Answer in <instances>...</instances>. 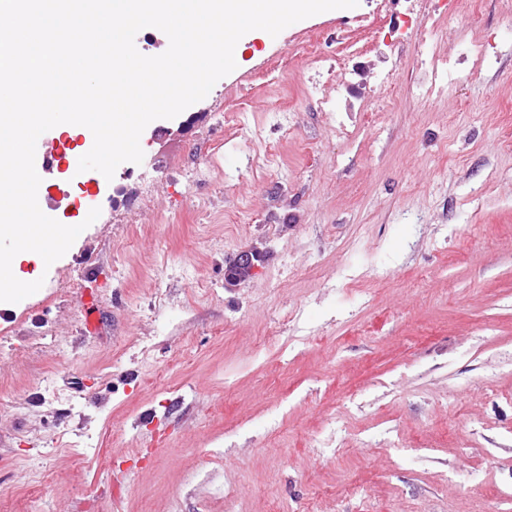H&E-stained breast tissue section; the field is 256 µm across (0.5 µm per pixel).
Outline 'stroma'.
<instances>
[{"label": "stroma", "instance_id": "35a3bbf8", "mask_svg": "<svg viewBox=\"0 0 512 512\" xmlns=\"http://www.w3.org/2000/svg\"><path fill=\"white\" fill-rule=\"evenodd\" d=\"M468 4L437 41L486 57L430 99L411 94L418 40L383 47L375 0L248 43L192 109L244 100L276 166L229 141L192 182L211 137L181 115L145 128L153 212L85 224L82 288L0 306V512H512V0ZM50 135L65 158L39 206L85 223L48 202L105 183L76 172L80 134ZM249 248L265 263L225 287ZM160 250L162 307L143 268Z\"/></svg>", "mask_w": 512, "mask_h": 512}]
</instances>
